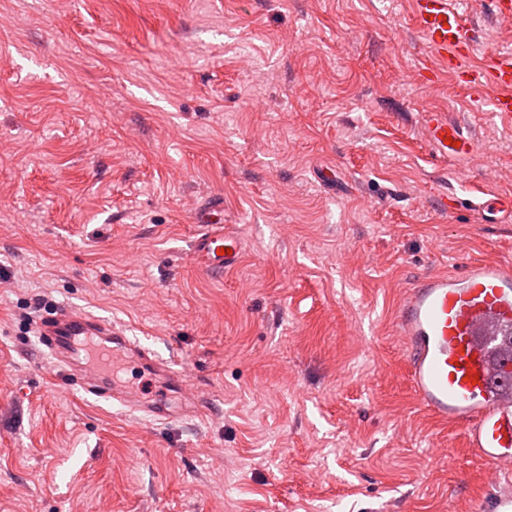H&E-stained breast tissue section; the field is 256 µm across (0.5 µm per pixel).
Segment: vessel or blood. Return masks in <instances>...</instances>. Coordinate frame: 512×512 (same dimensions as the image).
Segmentation results:
<instances>
[{"instance_id": "1", "label": "vessel or blood", "mask_w": 512, "mask_h": 512, "mask_svg": "<svg viewBox=\"0 0 512 512\" xmlns=\"http://www.w3.org/2000/svg\"><path fill=\"white\" fill-rule=\"evenodd\" d=\"M416 26L437 58L424 78L460 74L475 89L491 93L496 114L512 121V50L480 54L459 0H411ZM421 123L441 154L471 151L474 140L446 114L423 112ZM221 205L201 213L206 229L193 241L198 264L211 272L238 267L240 239L214 224ZM43 344L60 363L57 387L79 385L86 394L125 405L143 406L155 419L171 421L198 399L188 396L181 374L132 340L123 325L63 307L38 323ZM396 333L408 352V380L416 402L446 423L460 424L472 454L492 467L497 496L476 512H512V261L478 260L465 268L430 274L405 289L398 305ZM164 373L172 391L142 403L116 382L114 366L128 358Z\"/></svg>"}]
</instances>
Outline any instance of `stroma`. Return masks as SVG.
I'll return each instance as SVG.
<instances>
[{
  "label": "stroma",
  "mask_w": 512,
  "mask_h": 512,
  "mask_svg": "<svg viewBox=\"0 0 512 512\" xmlns=\"http://www.w3.org/2000/svg\"><path fill=\"white\" fill-rule=\"evenodd\" d=\"M462 8L487 51L512 21ZM410 0H0V512H472L491 467L412 397L404 289L512 258V125ZM477 152L441 157L420 114ZM458 200L440 214L442 193ZM224 201L234 271H200ZM73 307L174 362L202 413L59 392ZM220 203L212 210L200 213L198 223L205 224L206 230L199 233L193 241L192 251L198 264L211 272H227L240 265L243 258L241 240L234 234L224 232L221 225L212 224L216 214H223ZM224 248L225 255H220ZM230 250V253H227Z\"/></svg>",
  "instance_id": "obj_1"
}]
</instances>
